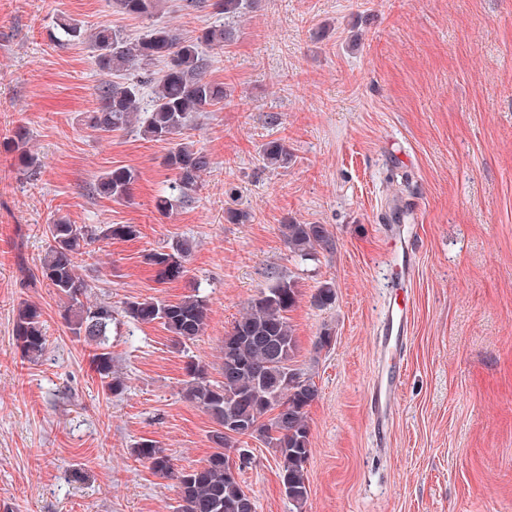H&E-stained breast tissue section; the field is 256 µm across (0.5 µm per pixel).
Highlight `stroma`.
I'll use <instances>...</instances> for the list:
<instances>
[{"instance_id":"1","label":"stroma","mask_w":512,"mask_h":512,"mask_svg":"<svg viewBox=\"0 0 512 512\" xmlns=\"http://www.w3.org/2000/svg\"><path fill=\"white\" fill-rule=\"evenodd\" d=\"M181 3L166 0L154 24L191 36L215 22ZM63 15L89 31L145 29L112 0H0V512H174L176 480L132 450L148 439L176 469L205 463L215 424L183 396L186 363L220 380L224 335L273 273L298 289L293 365L319 395L302 507L283 494L273 450L241 440L252 464L239 481L256 512H512V0H254L231 19L230 45L208 53L205 77L224 101L182 136L211 166L166 216L153 201L173 177L169 144L88 126L111 76L89 42L58 44ZM20 128L39 158L31 173L13 149ZM273 140L288 148L285 167L264 164ZM120 166L137 173L129 200L91 193ZM230 210L248 221H226ZM61 218L141 231L79 257L84 303L197 293L208 304L204 333L184 347L158 323L113 329L118 396L66 324V300L24 283ZM288 222L327 225L330 247L301 260L282 241ZM387 225L403 226L414 252L399 292ZM179 240L193 245L186 275L157 283L145 254ZM327 281L336 299L316 306ZM397 297L405 367L379 436L369 391ZM24 303L48 339L35 361L13 337ZM326 331L332 343L319 346Z\"/></svg>"}]
</instances>
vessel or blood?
<instances>
[{"label": "vessel or blood", "instance_id": "1", "mask_svg": "<svg viewBox=\"0 0 512 512\" xmlns=\"http://www.w3.org/2000/svg\"><path fill=\"white\" fill-rule=\"evenodd\" d=\"M395 272L399 280L409 278L412 271L411 257L407 244H404L401 236H392ZM385 326L387 336L382 348L384 357L389 358L390 365L387 375L376 384L371 391L370 414L375 430L385 431L389 422L393 403L398 394V384L401 379L404 366L403 344L407 327V318L402 308H389L386 313Z\"/></svg>", "mask_w": 512, "mask_h": 512}]
</instances>
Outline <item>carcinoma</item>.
Wrapping results in <instances>:
<instances>
[{"instance_id": "carcinoma-1", "label": "carcinoma", "mask_w": 512, "mask_h": 512, "mask_svg": "<svg viewBox=\"0 0 512 512\" xmlns=\"http://www.w3.org/2000/svg\"><path fill=\"white\" fill-rule=\"evenodd\" d=\"M161 0H115L118 12L141 20L157 13ZM247 0H185L182 8L196 11L212 9L225 18L241 16ZM57 28L67 40L83 37L82 25L73 18H63ZM234 39L233 29L226 24L203 28L194 37H185L170 26L150 25L135 40L112 26H100L89 40L97 52L100 67L124 77L98 88L96 110L90 115V127L112 132L139 123L143 136L155 142H166L183 134L199 114L224 101V84L208 81L204 72L209 59L201 46L222 49ZM164 62L159 76L150 74V65ZM153 87L149 103L143 102L141 89ZM27 133L15 132L19 165L28 171L37 167L36 159L23 150ZM263 160L273 168L288 164L290 154L279 141L264 145ZM165 166L173 171L169 194L155 201L156 210L166 215L173 201L188 202L198 188L201 174L211 165L209 156L186 143H179L164 158ZM136 173L128 167H117L102 176L94 186L96 193L115 202L130 196ZM280 233L290 252L308 256L318 248L331 244V233L323 224H283ZM48 246L35 282L44 283L57 295L66 298L69 306L66 320L72 334L93 347L92 369L102 387L111 395L125 390V383L112 372V323L116 311L112 303L86 306L80 300L88 284L77 272L78 257L86 249L107 240H134L140 236L136 224H72L59 220L46 227ZM191 243L178 241L170 250H152L144 260L155 271L158 282L182 278ZM336 291L331 282L323 283L314 296L319 307L332 304ZM298 290L293 281L273 277L269 286L248 303L241 318L224 336L222 366L230 358L243 360L247 368L223 372L224 380L209 379L207 368L191 359L186 363L187 379L184 396L201 408L218 425L211 431L213 452L204 465L188 471L175 472L172 459L154 441L144 440L133 449L136 457L148 464L155 474L178 481L179 500L176 512H255L247 506L248 497L240 481L229 471L224 437V411L254 427L250 437L261 440L274 449L279 477L285 496L301 506L308 496L305 465L311 452V433L307 420L308 407L317 399L318 388L313 379L292 367L298 347L287 313L297 304ZM123 317L138 324L158 322L172 334L181 346L198 338L207 322L208 304L197 294L178 301L154 297L126 301ZM14 338L22 355L34 360L44 353L47 338L39 308L23 305L14 322Z\"/></svg>"}]
</instances>
